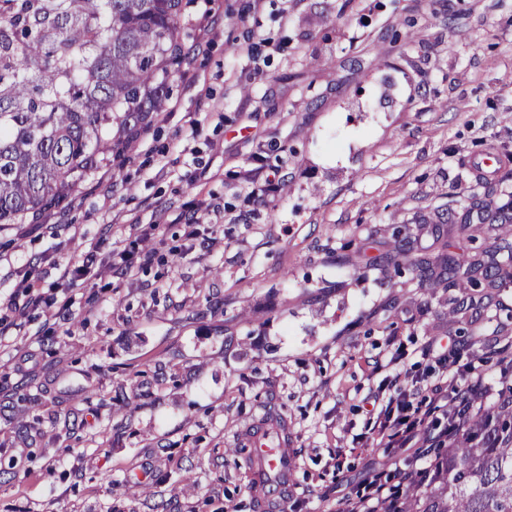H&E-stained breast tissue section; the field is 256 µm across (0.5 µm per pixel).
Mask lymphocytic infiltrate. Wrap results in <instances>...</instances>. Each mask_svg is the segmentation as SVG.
<instances>
[{"label": "lymphocytic infiltrate", "instance_id": "f902f5d3", "mask_svg": "<svg viewBox=\"0 0 512 512\" xmlns=\"http://www.w3.org/2000/svg\"><path fill=\"white\" fill-rule=\"evenodd\" d=\"M44 309L48 318L61 314L53 303L29 281H21L8 300L0 304V346L13 343L12 333L20 329L30 311ZM423 356L434 358L440 369L431 375L413 377L410 385L398 387L389 395L367 397L373 424L365 438L373 448H444L450 426H438L439 418L448 416L454 422L480 413L483 399L491 396V380L483 375H465L456 367L453 345L442 338L429 339Z\"/></svg>", "mask_w": 512, "mask_h": 512}]
</instances>
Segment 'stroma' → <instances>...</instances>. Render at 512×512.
Listing matches in <instances>:
<instances>
[{
    "label": "stroma",
    "mask_w": 512,
    "mask_h": 512,
    "mask_svg": "<svg viewBox=\"0 0 512 512\" xmlns=\"http://www.w3.org/2000/svg\"><path fill=\"white\" fill-rule=\"evenodd\" d=\"M187 14L198 50L129 159L43 223L0 230V298L29 277L64 311H31L0 348V512H257L234 444L269 406L296 439L288 512H339L419 454L356 446L391 347L404 386L434 370L421 349L445 334L460 363L500 376L476 329L512 341V287L423 288L412 263L512 244L494 219L512 202V0H193ZM261 167L281 171L275 202L251 192ZM116 240L135 275H114ZM92 246L96 276L63 286L57 263Z\"/></svg>",
    "instance_id": "stroma-1"
}]
</instances>
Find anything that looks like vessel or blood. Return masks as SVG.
I'll return each instance as SVG.
<instances>
[{
  "label": "vessel or blood",
  "instance_id": "b4317fda",
  "mask_svg": "<svg viewBox=\"0 0 512 512\" xmlns=\"http://www.w3.org/2000/svg\"><path fill=\"white\" fill-rule=\"evenodd\" d=\"M237 446L250 466L258 512H288L297 455L287 421L276 412H265L244 427Z\"/></svg>",
  "mask_w": 512,
  "mask_h": 512
}]
</instances>
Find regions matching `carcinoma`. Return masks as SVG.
<instances>
[{
  "instance_id": "1",
  "label": "carcinoma",
  "mask_w": 512,
  "mask_h": 512,
  "mask_svg": "<svg viewBox=\"0 0 512 512\" xmlns=\"http://www.w3.org/2000/svg\"><path fill=\"white\" fill-rule=\"evenodd\" d=\"M184 0H0V225L63 205L87 173L128 158L165 109L187 60ZM416 264L421 285L452 278ZM435 467L389 512H512V386L502 405L462 424Z\"/></svg>"
}]
</instances>
